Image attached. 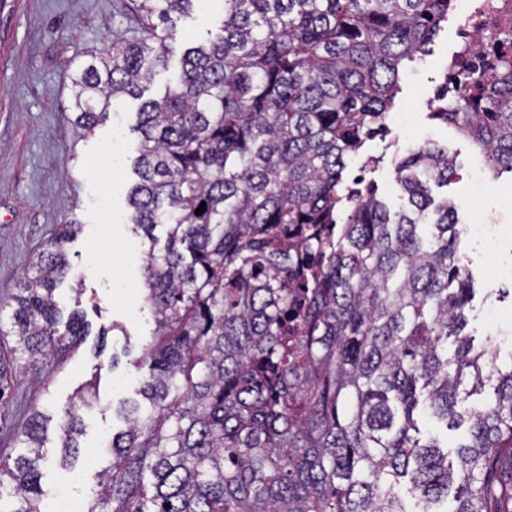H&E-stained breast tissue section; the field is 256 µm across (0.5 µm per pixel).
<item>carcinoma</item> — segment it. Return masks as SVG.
<instances>
[{
	"mask_svg": "<svg viewBox=\"0 0 512 512\" xmlns=\"http://www.w3.org/2000/svg\"><path fill=\"white\" fill-rule=\"evenodd\" d=\"M203 2L133 0L142 34L114 36L72 71L73 122L91 134L114 102L141 98L175 54L177 22ZM448 2L224 0L221 33L184 48L174 85L141 103L127 202L149 242L141 300L156 327L84 512H409L402 485L420 512L453 488V512H512V369L483 374L493 354L465 332L474 287L455 206L427 186L448 184L456 158L409 149L396 165L408 207L395 212L344 187ZM449 91L436 118L512 170V59ZM79 229L54 228L10 295L1 404L20 360L61 359L89 335L54 299ZM467 369L496 382L482 408L465 406ZM85 401L75 396L60 424L65 464L81 448ZM48 422L32 409L15 431L21 451L0 458V512H42ZM463 425L469 442L452 464L441 430Z\"/></svg>",
	"mask_w": 512,
	"mask_h": 512,
	"instance_id": "obj_1",
	"label": "carcinoma"
}]
</instances>
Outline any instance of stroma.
<instances>
[{
	"instance_id": "1",
	"label": "stroma",
	"mask_w": 512,
	"mask_h": 512,
	"mask_svg": "<svg viewBox=\"0 0 512 512\" xmlns=\"http://www.w3.org/2000/svg\"><path fill=\"white\" fill-rule=\"evenodd\" d=\"M223 21L220 4L180 20L175 47L216 36ZM129 27L124 0H0V286L15 287L29 269V258L55 225L77 220L81 231L66 245L71 270L55 296L63 314L85 312L92 332L62 361L31 365L19 362L9 380L11 403L0 405V456L13 454L14 430L28 407L52 415L44 452L42 508L51 512L57 497L79 490L82 498L97 491V474L110 456L104 445L119 429V403L133 396L142 378L132 364L151 340L155 323L143 305H129L130 290L140 289L143 268L127 263V252H142L128 223L126 193L133 184L138 101L122 99L94 133L73 125L66 110L69 74L91 51L105 49L113 35ZM424 75L405 73L396 102L411 113L405 130L391 129L384 139L367 140L359 159L376 157L365 179L393 208L402 203L393 162L408 148L433 141L455 155L460 176L440 197L454 201L461 224H496L500 237L485 252L467 235L458 251L468 258L476 294L467 311V331L475 349L492 345L496 364L512 369V172L500 170L492 187L477 193L470 178L475 147L456 125L433 119L419 103L440 75L438 55L428 58ZM494 310L497 327L483 313ZM109 330L98 338L100 327ZM96 393L79 414L85 428L74 467L58 463L56 425L74 394L88 383Z\"/></svg>"
}]
</instances>
